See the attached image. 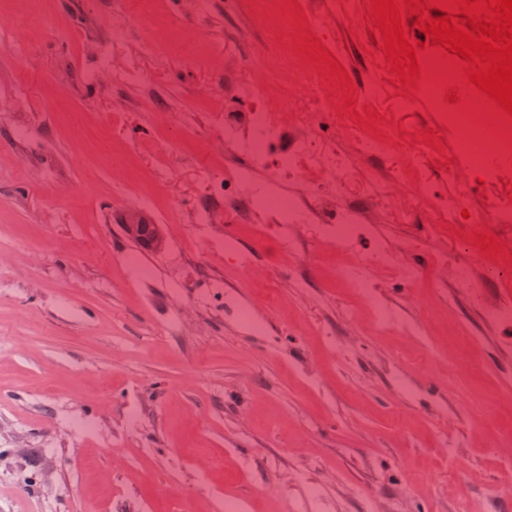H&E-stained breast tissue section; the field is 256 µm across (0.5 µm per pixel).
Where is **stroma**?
<instances>
[{
  "label": "stroma",
  "instance_id": "1",
  "mask_svg": "<svg viewBox=\"0 0 512 512\" xmlns=\"http://www.w3.org/2000/svg\"><path fill=\"white\" fill-rule=\"evenodd\" d=\"M249 2L0 0V512H294L308 486L330 512H512V322L439 287L423 206L382 228L422 279L368 302L317 247L263 283L224 252L259 250L247 225L195 232L225 17L265 44ZM385 121L390 166L438 129L446 193L447 128ZM130 208L165 251L122 238Z\"/></svg>",
  "mask_w": 512,
  "mask_h": 512
}]
</instances>
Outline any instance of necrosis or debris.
Here are the masks:
<instances>
[{"label":"necrosis or debris","mask_w":512,"mask_h":512,"mask_svg":"<svg viewBox=\"0 0 512 512\" xmlns=\"http://www.w3.org/2000/svg\"><path fill=\"white\" fill-rule=\"evenodd\" d=\"M306 17L311 38L328 48L334 60L350 66L359 57L357 44L337 37L336 23L358 28L371 0H296ZM291 31L271 28L264 55L269 77L245 76L241 64L224 67V96L244 105L241 113L213 112L209 122L224 155V198L207 205L228 224H250L260 238L271 240L281 256L299 258L308 244H317L336 257L335 280L365 293L379 270L396 271L417 282L419 269L403 264L400 252L379 240L365 259L352 257L355 240L365 224H380L383 207L403 216L402 201L415 197L428 212L433 239L445 236L449 225L512 224V202L493 199L482 210L463 218L461 196L436 195L428 187L430 147L412 139L402 163L389 170L367 171L366 158L382 155L385 137L355 124L345 108L343 90L328 75L315 72L295 51H284ZM446 89L422 81L416 94L400 98L401 112L435 113L457 141L456 157L448 169L449 184L467 188L479 183L495 186L512 179V146L485 127L470 122ZM332 124L334 136L323 127ZM357 183V196L346 191Z\"/></svg>","instance_id":"4bbe7bcc"}]
</instances>
